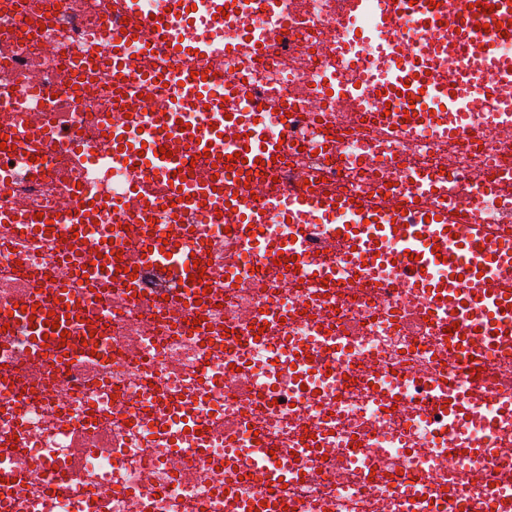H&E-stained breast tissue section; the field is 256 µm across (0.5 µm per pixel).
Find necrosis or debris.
<instances>
[{
	"instance_id": "necrosis-or-debris-1",
	"label": "necrosis or debris",
	"mask_w": 512,
	"mask_h": 512,
	"mask_svg": "<svg viewBox=\"0 0 512 512\" xmlns=\"http://www.w3.org/2000/svg\"><path fill=\"white\" fill-rule=\"evenodd\" d=\"M174 2L137 0L132 14L125 0H0V216L59 215L46 233L0 223V512H239L270 494L288 512L512 503V344L448 334L392 262L364 264L337 238L353 214L311 207L288 221L277 204L310 193L399 206L417 233L445 210L510 246L512 105L459 112L438 98L419 127L377 123L374 85L421 57L441 75L455 63L432 55L414 17L378 23L386 0H240L226 16L224 0H188L171 35L201 47L212 93L240 83L238 110L291 144L262 174L267 202L245 243L232 218L177 205L166 179L140 173L149 155L134 169L97 150L113 107L102 20L132 26ZM135 181L156 240L177 232L193 252L203 301H180L123 211L79 225L85 195L120 198ZM295 234L298 259L278 262ZM103 243L118 274L100 290L69 258L96 261ZM61 282L73 327L35 351L15 309L53 311ZM461 395L472 405L456 421L445 403Z\"/></svg>"
}]
</instances>
